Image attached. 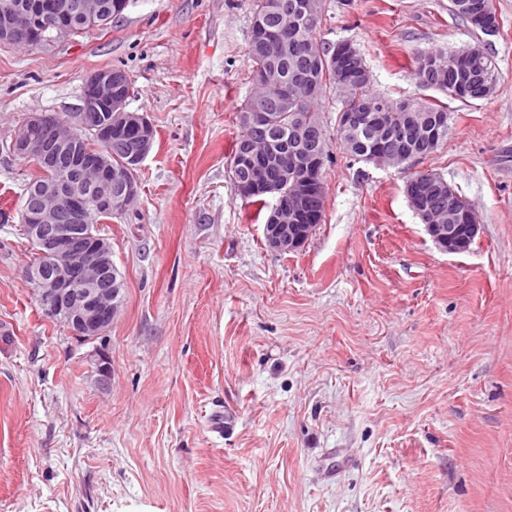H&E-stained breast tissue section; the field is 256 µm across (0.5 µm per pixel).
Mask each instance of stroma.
<instances>
[{
	"instance_id": "stroma-1",
	"label": "stroma",
	"mask_w": 512,
	"mask_h": 512,
	"mask_svg": "<svg viewBox=\"0 0 512 512\" xmlns=\"http://www.w3.org/2000/svg\"><path fill=\"white\" fill-rule=\"evenodd\" d=\"M493 5L482 38L449 0H320L321 40L359 50L372 94L446 107L419 167L478 216L459 255L426 234L408 169L339 146L333 92L324 220L299 251L266 248L231 173L251 0H129L108 29L0 44V512H512V0ZM479 39L490 99L415 79L420 54ZM105 67L157 135L136 201L99 226L126 301L83 342L22 274L34 167L6 145L31 113L72 120Z\"/></svg>"
}]
</instances>
